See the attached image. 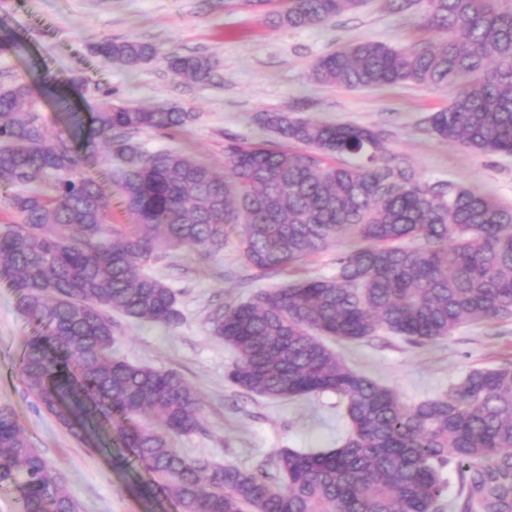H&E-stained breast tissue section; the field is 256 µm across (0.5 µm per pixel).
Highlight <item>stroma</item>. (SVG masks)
<instances>
[{"mask_svg":"<svg viewBox=\"0 0 512 512\" xmlns=\"http://www.w3.org/2000/svg\"><path fill=\"white\" fill-rule=\"evenodd\" d=\"M0 27L23 44L20 52L0 56V84L52 76L88 82L79 95L45 89L40 111L49 129L65 128L69 110L85 117L99 111L108 94L146 107L174 106L195 113V120L175 132H140L137 141L148 151L195 154L220 170L227 137L275 141L256 121L264 112L376 125L387 131L389 149L408 160L422 180L476 186L512 205V155L475 153L428 132L426 117L447 106L449 92L413 83L359 91L313 80L314 62L338 47L363 40L405 45L425 38L409 17L390 13L385 0H364L325 24L299 30L274 27L262 13L234 0H0ZM103 39H137L163 54L211 57L214 77L205 84L182 81L159 60L127 72L93 56L92 46ZM150 271L176 291L184 320L167 328L119 319L115 353L177 371L200 393L204 430L177 438L175 448L253 469L282 448L324 450L342 443L350 425L338 395L271 400L243 394L225 380L232 349L209 332L213 304L281 286L287 274L247 265L233 240L211 255L173 252ZM34 333L21 313L19 292L0 276V405L14 409L28 437L64 476L80 512H178L162 496L144 501L138 493L144 477L113 465L106 452L109 430L78 440L38 405L18 368ZM335 350L353 369L414 404L447 392L472 369L512 363V320L464 324L450 337L421 346L384 332L336 344Z\"/></svg>","mask_w":512,"mask_h":512,"instance_id":"obj_1","label":"stroma"}]
</instances>
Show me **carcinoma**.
<instances>
[{"label": "carcinoma", "instance_id": "cac0c4a2", "mask_svg": "<svg viewBox=\"0 0 512 512\" xmlns=\"http://www.w3.org/2000/svg\"><path fill=\"white\" fill-rule=\"evenodd\" d=\"M361 0H288L274 26L304 29ZM394 14L438 38L407 46L360 41L319 57L313 78L367 90L417 83L453 88L426 119L443 141L512 154V0H386ZM104 63L130 72L158 58L141 40H103ZM175 77L207 82L204 55L163 56ZM43 87L0 86V198L15 220L0 226V272L37 326L19 370L38 404L75 437L109 425L121 457L180 512H512V365L475 369L445 395L407 404L351 368L327 343L381 330L413 345L466 323L512 319V206L450 181H423L377 128L265 112L282 146L230 137L225 168L191 154L149 152L133 135L175 131L195 115L174 107L108 102L92 134L50 131ZM130 224L109 221L103 186L85 171L100 146ZM240 229L242 257L259 271L292 267L345 238L332 277L298 279L220 307L211 334L236 359L239 390L271 399L325 392L345 404L344 442L318 452L283 448L276 475L184 455L175 438L203 431L202 400L174 371L114 354L116 317L167 328L184 319L176 292L144 267L177 249L220 252ZM457 476L448 495L444 473ZM16 512H78L64 478L0 405V490Z\"/></svg>", "mask_w": 512, "mask_h": 512}]
</instances>
